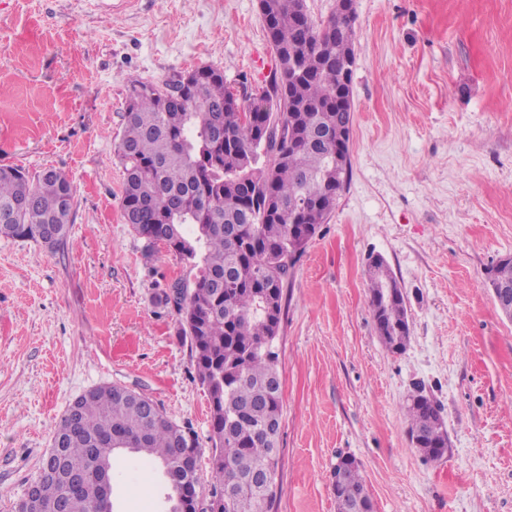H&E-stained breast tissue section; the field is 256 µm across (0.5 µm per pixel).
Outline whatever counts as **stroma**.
I'll list each match as a JSON object with an SVG mask.
<instances>
[{
    "mask_svg": "<svg viewBox=\"0 0 512 512\" xmlns=\"http://www.w3.org/2000/svg\"><path fill=\"white\" fill-rule=\"evenodd\" d=\"M351 176L297 256L275 341L283 415L275 512H336L354 458L374 512H512V319L487 271L512 256V0H355ZM235 93L275 68L258 0H0V167L63 174L64 245L0 237V512L37 478L57 422L119 384L192 427L210 485V405L173 310L186 270L122 211L133 83L202 66ZM384 257L411 341H381L367 263ZM423 389L450 442L426 460L404 405ZM115 512H164L159 468L113 465Z\"/></svg>",
    "mask_w": 512,
    "mask_h": 512,
    "instance_id": "1",
    "label": "stroma"
}]
</instances>
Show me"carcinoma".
Instances as JSON below:
<instances>
[{
    "label": "carcinoma",
    "instance_id": "1",
    "mask_svg": "<svg viewBox=\"0 0 512 512\" xmlns=\"http://www.w3.org/2000/svg\"><path fill=\"white\" fill-rule=\"evenodd\" d=\"M297 0H260L275 70L268 87L237 96L212 66L185 73L179 92L131 86L117 154L123 165V215L144 240L146 256L172 249L192 279L163 290L156 304L178 316L196 379L210 402V464L215 482L203 491L194 472L196 434L169 418L149 397L113 384L82 397L54 433L69 468L87 475L80 494L65 498L66 476H39V496L21 512H113L99 500L98 465L126 450L159 465L170 493L167 512H199L232 502V512H273L276 492L262 479L277 463L282 384L274 350L290 260L325 223L349 174L336 179V145L347 140L351 116L336 104L340 71L352 55L354 22L336 12L316 25L295 18ZM28 208L12 211L15 202ZM0 236L51 247L67 237L74 213L70 182L55 170L31 177L0 167ZM63 230L48 241L47 226ZM491 285L512 290V256L490 269ZM369 303L384 344L406 347L405 299L387 296L390 270L369 267ZM275 310L266 312L263 293ZM413 395L405 405L412 445L431 461L448 451L438 405ZM336 512L373 507L358 465L345 470Z\"/></svg>",
    "mask_w": 512,
    "mask_h": 512
}]
</instances>
